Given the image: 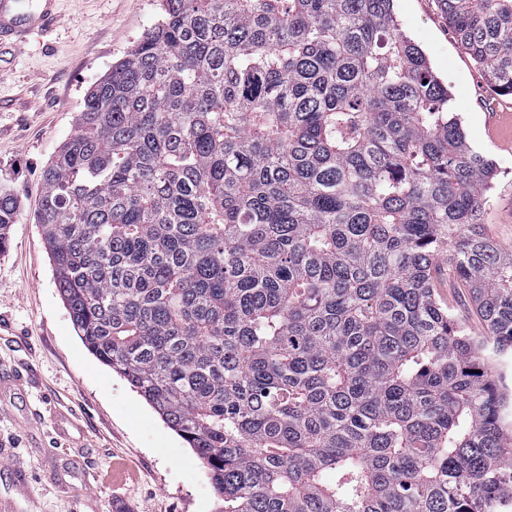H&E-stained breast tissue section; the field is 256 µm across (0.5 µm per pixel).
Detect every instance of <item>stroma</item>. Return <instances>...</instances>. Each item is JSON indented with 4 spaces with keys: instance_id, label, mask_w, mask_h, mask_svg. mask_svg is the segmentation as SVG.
Here are the masks:
<instances>
[{
    "instance_id": "1",
    "label": "stroma",
    "mask_w": 512,
    "mask_h": 512,
    "mask_svg": "<svg viewBox=\"0 0 512 512\" xmlns=\"http://www.w3.org/2000/svg\"><path fill=\"white\" fill-rule=\"evenodd\" d=\"M59 22L0 56V182L21 208L0 254V512H216L200 459L77 335L35 222L41 171L86 90L161 15L159 0H56ZM402 31L447 84L472 147L495 163L484 230L512 250V96L498 95L435 0H395Z\"/></svg>"
}]
</instances>
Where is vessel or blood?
<instances>
[{"label":"vessel or blood","instance_id":"1","mask_svg":"<svg viewBox=\"0 0 512 512\" xmlns=\"http://www.w3.org/2000/svg\"><path fill=\"white\" fill-rule=\"evenodd\" d=\"M57 23L54 0L39 6L22 5L21 0H0V47L22 48L31 32L50 33Z\"/></svg>","mask_w":512,"mask_h":512}]
</instances>
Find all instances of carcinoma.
I'll return each mask as SVG.
<instances>
[{
    "label": "carcinoma",
    "instance_id": "cac0c4a2",
    "mask_svg": "<svg viewBox=\"0 0 512 512\" xmlns=\"http://www.w3.org/2000/svg\"><path fill=\"white\" fill-rule=\"evenodd\" d=\"M86 91L36 213L87 348L216 512H512V251L394 0H161ZM512 96V0H436ZM18 215L0 184V253ZM467 291L486 335L437 297Z\"/></svg>",
    "mask_w": 512,
    "mask_h": 512
}]
</instances>
